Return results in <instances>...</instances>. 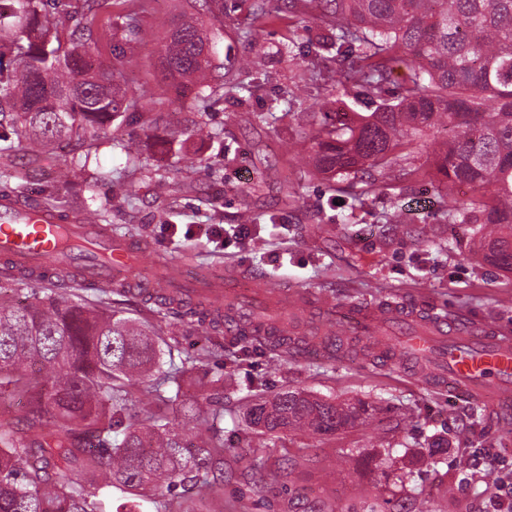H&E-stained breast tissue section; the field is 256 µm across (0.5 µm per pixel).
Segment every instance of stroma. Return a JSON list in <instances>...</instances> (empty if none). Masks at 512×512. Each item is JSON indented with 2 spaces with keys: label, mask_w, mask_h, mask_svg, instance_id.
<instances>
[{
  "label": "stroma",
  "mask_w": 512,
  "mask_h": 512,
  "mask_svg": "<svg viewBox=\"0 0 512 512\" xmlns=\"http://www.w3.org/2000/svg\"><path fill=\"white\" fill-rule=\"evenodd\" d=\"M254 0H224V29L215 38L218 62L238 73L241 87L226 90L221 104L197 112L193 96L161 80L159 56L190 0H107L89 15L94 58L121 70L140 95L138 110L99 130L80 149L51 146L40 158L11 138L0 152V195L45 205L66 220L84 207L146 252L150 263L171 270L238 273L241 287L259 294L279 282L308 305L305 328L331 330L311 300L340 308H368L401 301L469 329L512 334V273L485 262L473 246L472 227L445 218L448 199L427 159L439 131L415 138L409 166L416 175L395 182L311 176L302 148L324 113L368 114L395 101L409 70L392 65L381 94L365 95L348 75L362 64L360 48L338 55L320 0H265L255 18ZM138 13L133 36L111 35L110 18ZM259 28L249 42L242 30ZM262 55L260 72L242 63ZM298 96L281 103L274 119L261 120L270 97L293 86ZM179 112L200 134L172 152L159 149L164 117ZM153 123H145V116ZM140 152L130 166L124 151ZM171 187L157 193L154 183ZM399 212L401 223L386 216ZM255 231L242 243L208 241V225L233 230L243 213ZM75 273L46 279L22 277L0 259V295L22 300L44 288L91 298ZM150 277L135 292H108L112 308L150 324L178 350L211 349L184 378L188 402L222 397L224 512H483L496 492L498 463L512 460V417L493 418L487 407L440 389L414 374L403 359L350 357L343 346L312 355L282 350L253 336L240 342L223 330L168 308ZM302 388L324 399L372 403L368 424L319 435L253 432L244 409L252 401ZM487 452L481 469L473 457Z\"/></svg>",
  "instance_id": "35a3bbf8"
}]
</instances>
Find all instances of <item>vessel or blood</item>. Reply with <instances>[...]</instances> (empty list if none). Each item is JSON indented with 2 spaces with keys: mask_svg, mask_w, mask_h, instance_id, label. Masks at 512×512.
I'll return each mask as SVG.
<instances>
[{
  "mask_svg": "<svg viewBox=\"0 0 512 512\" xmlns=\"http://www.w3.org/2000/svg\"><path fill=\"white\" fill-rule=\"evenodd\" d=\"M95 251L97 262L86 272L94 284L129 285L140 283L148 258L145 252L131 248L119 235L103 234L92 221L63 223L53 209L31 208L18 198L0 199V255L24 263L38 261L64 272V258L73 248ZM224 288H207L196 283L194 293H209L215 304L236 293L238 276L224 277ZM375 321H388L405 333V352L425 359L438 356L439 374L443 382L453 384L465 393L491 398L495 407L512 411V338L490 330L471 332L459 328L447 318L430 316L414 320L400 309L374 311Z\"/></svg>",
  "mask_w": 512,
  "mask_h": 512,
  "instance_id": "obj_1",
  "label": "vessel or blood"
}]
</instances>
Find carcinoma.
<instances>
[{
  "label": "carcinoma",
  "mask_w": 512,
  "mask_h": 512,
  "mask_svg": "<svg viewBox=\"0 0 512 512\" xmlns=\"http://www.w3.org/2000/svg\"><path fill=\"white\" fill-rule=\"evenodd\" d=\"M0 6V115L27 140L31 155L58 143H80L95 129L137 109V100L108 63L90 60L79 3L8 0ZM336 54L357 43L366 67L350 80L378 94L390 64L410 75L398 100L367 115L335 113L311 138L314 176L369 170L381 178L416 173L396 152L442 128L434 143L435 176L451 193L466 184L480 193L448 208V218L474 225L484 261L512 273V0H333ZM212 39L194 14L165 44L161 73L197 90L203 107L224 101L213 82ZM213 328L233 305L201 300L189 309ZM172 346L106 301L64 298L44 288L23 304L0 297V394L25 399L23 413L0 422V512H105L102 496L120 493L115 512H170L168 495L191 484L224 494V438L214 423L224 408L183 403L187 435L170 409L179 376L193 359L170 358L160 387L145 390L128 414V386L161 369ZM37 369L38 375L29 373ZM372 404L279 392L250 403L251 427L274 436L306 429L334 434L374 417ZM76 474L77 478L70 477Z\"/></svg>",
  "instance_id": "cac0c4a2"
}]
</instances>
